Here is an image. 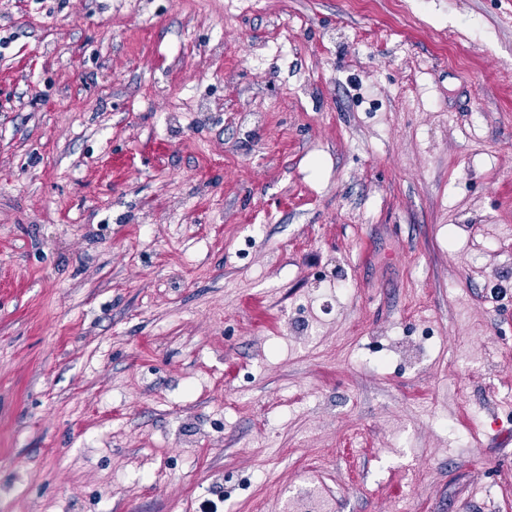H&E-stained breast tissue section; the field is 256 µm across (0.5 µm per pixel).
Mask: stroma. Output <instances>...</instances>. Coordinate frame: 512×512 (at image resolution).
<instances>
[{
	"label": "stroma",
	"mask_w": 512,
	"mask_h": 512,
	"mask_svg": "<svg viewBox=\"0 0 512 512\" xmlns=\"http://www.w3.org/2000/svg\"><path fill=\"white\" fill-rule=\"evenodd\" d=\"M302 496L512 512V0H0V512Z\"/></svg>",
	"instance_id": "obj_1"
}]
</instances>
